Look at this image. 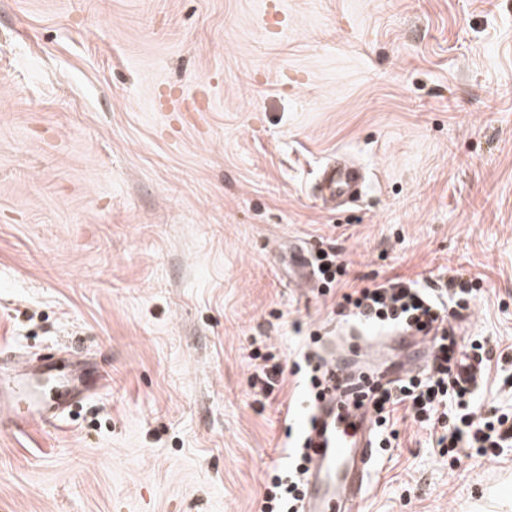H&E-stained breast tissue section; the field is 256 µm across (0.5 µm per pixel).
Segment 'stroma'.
I'll list each match as a JSON object with an SVG mask.
<instances>
[{"mask_svg":"<svg viewBox=\"0 0 512 512\" xmlns=\"http://www.w3.org/2000/svg\"><path fill=\"white\" fill-rule=\"evenodd\" d=\"M337 158L365 181L325 209ZM298 249L352 286L471 281L447 325L503 350L472 390L512 412V0H0V356L112 377L64 429L0 422V512H259L308 336L412 353L301 282ZM397 429L360 512H512V447L454 463ZM264 349L266 350L264 353L261 352L260 346L252 349L249 358L261 360L262 364L255 366V370H259V372L253 376L252 385L257 387L259 384L261 394L265 398H269L273 395L275 388L280 385V377L284 370L280 363V357L274 352L275 347L265 344Z\"/></svg>","mask_w":512,"mask_h":512,"instance_id":"stroma-1","label":"stroma"}]
</instances>
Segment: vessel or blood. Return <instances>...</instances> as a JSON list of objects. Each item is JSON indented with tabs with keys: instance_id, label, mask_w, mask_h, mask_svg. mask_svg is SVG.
<instances>
[{
	"instance_id": "vessel-or-blood-1",
	"label": "vessel or blood",
	"mask_w": 512,
	"mask_h": 512,
	"mask_svg": "<svg viewBox=\"0 0 512 512\" xmlns=\"http://www.w3.org/2000/svg\"><path fill=\"white\" fill-rule=\"evenodd\" d=\"M361 183L357 168L331 162L321 171L319 197L332 204L354 196ZM87 395L84 374L61 371L53 363L33 372L23 361L15 365L13 375L0 377V413L11 432L19 435L35 428H59L64 414ZM372 430L369 399L351 408L340 403L334 392L325 393L310 426L304 512H356L375 454Z\"/></svg>"
}]
</instances>
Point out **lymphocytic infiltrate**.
<instances>
[{
	"instance_id": "obj_1",
	"label": "lymphocytic infiltrate",
	"mask_w": 512,
	"mask_h": 512,
	"mask_svg": "<svg viewBox=\"0 0 512 512\" xmlns=\"http://www.w3.org/2000/svg\"><path fill=\"white\" fill-rule=\"evenodd\" d=\"M349 317L360 326L391 330L435 332L433 365L418 376L388 381L372 394L374 426L386 429L381 447L391 446L400 417L429 426H442L438 447L456 454L461 448H475L484 456L512 446V415H483L475 406L470 389L460 382L455 368L460 346L455 336L441 331L445 321L443 303L417 282L401 276L343 293ZM308 394L303 416H310L316 399L322 396L328 369L314 353L300 349L293 368ZM309 432L302 429L289 436L284 449L288 465L273 468L265 482L260 512H302L307 489Z\"/></svg>"
}]
</instances>
